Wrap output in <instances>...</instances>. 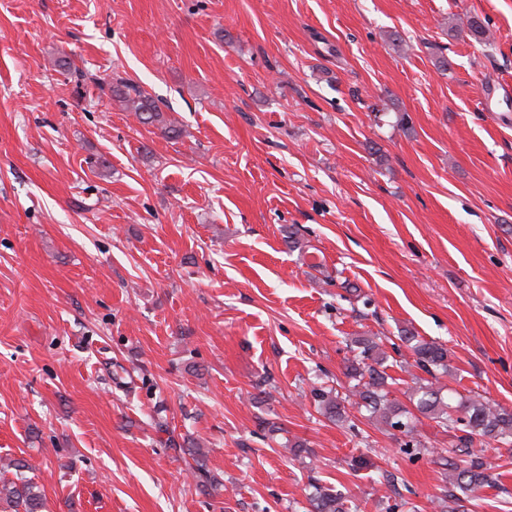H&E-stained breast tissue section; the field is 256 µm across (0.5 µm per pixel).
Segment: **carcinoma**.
<instances>
[{"label":"carcinoma","mask_w":512,"mask_h":512,"mask_svg":"<svg viewBox=\"0 0 512 512\" xmlns=\"http://www.w3.org/2000/svg\"><path fill=\"white\" fill-rule=\"evenodd\" d=\"M100 89L122 103L125 110L135 115L139 123L149 125L162 121V109L138 83L119 75L100 83ZM399 340L414 357L415 366L425 373L415 377L405 405L391 397L384 363L386 351L375 336H356L351 340L352 357L347 359L345 376L354 380L348 393L340 395L333 387L314 386L310 401L321 415L336 424L349 422L346 404L366 412L370 420L382 424L386 431H395L403 437L401 451L411 459H418L427 451L419 440V416L432 420L448 431L460 432V444L467 459L448 466V488L440 498L442 512H458V493H474L484 487H493L497 478L482 458L471 451L474 440L489 438L512 445V411L480 394L468 398L456 397L446 391L441 377L448 374L451 359L448 348L436 342L425 341L413 331H401ZM28 465L20 460L0 461V512H44L46 496L36 482L26 474ZM12 477H6V474ZM308 494L311 512H351L347 497L332 485L316 482Z\"/></svg>","instance_id":"obj_1"}]
</instances>
